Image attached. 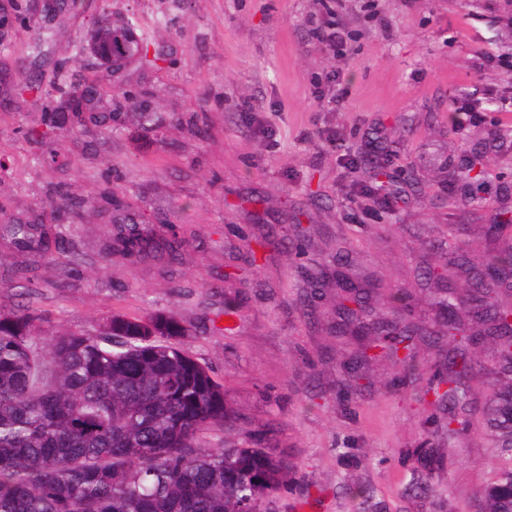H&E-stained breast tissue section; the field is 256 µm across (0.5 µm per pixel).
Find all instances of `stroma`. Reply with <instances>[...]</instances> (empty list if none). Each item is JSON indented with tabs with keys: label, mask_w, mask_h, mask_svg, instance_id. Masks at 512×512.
<instances>
[{
	"label": "stroma",
	"mask_w": 512,
	"mask_h": 512,
	"mask_svg": "<svg viewBox=\"0 0 512 512\" xmlns=\"http://www.w3.org/2000/svg\"><path fill=\"white\" fill-rule=\"evenodd\" d=\"M107 3L114 24L148 29L150 52L164 58L155 69L127 70L160 123L124 111L109 140L82 136L50 165L41 143L47 98L0 86V222L62 190L80 204L61 231L81 263L75 278L40 264L31 298L10 287L18 258L0 243V309L30 302L53 329L85 332L115 315H174L180 347L234 407L260 423L275 419L268 442L307 485V497L281 491L265 512H471L512 454L478 423L449 431L424 382L393 384L388 358L371 365L370 392L346 410L336 393L349 376L326 347L336 293L318 300L316 318L305 316L308 288L289 245L305 238L309 257L330 269L344 252L350 273L380 278L385 298L411 295L412 321L434 323L425 270L449 249L480 246V225L512 217V0ZM331 8L349 33L336 55L312 35ZM90 19L80 10L56 18L52 51L36 73L42 84L61 70L69 82L110 90V74L81 50ZM42 21L36 0H0L1 72L28 63ZM339 88L348 91L341 106H320L317 90ZM454 99L477 107L459 127L448 109ZM186 120L199 136L187 134ZM332 133L342 152L327 149ZM475 152L495 176L483 202L468 199L461 168ZM379 157L390 174L418 179L388 208L356 194L374 185ZM108 189L127 195L156 236H184L178 263L164 269L109 254ZM161 207L176 211V228L156 223ZM228 305L237 310L230 333ZM426 436L451 452L429 476L431 498L411 492L405 457ZM358 486L369 502L355 495Z\"/></svg>",
	"instance_id": "35a3bbf8"
}]
</instances>
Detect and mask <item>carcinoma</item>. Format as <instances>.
<instances>
[{
    "label": "carcinoma",
    "instance_id": "1",
    "mask_svg": "<svg viewBox=\"0 0 512 512\" xmlns=\"http://www.w3.org/2000/svg\"><path fill=\"white\" fill-rule=\"evenodd\" d=\"M102 29L123 38L126 60L154 67L149 37H128V29ZM54 27L45 26L30 44L37 64L54 41ZM66 80L50 85L53 105L43 114L51 133L44 162L56 163L64 142L89 132L106 134L125 108H138L144 123L156 114L139 102L121 82L112 93L84 99L80 86ZM483 167L469 177V194L478 198L492 184ZM112 223L117 225L112 250L136 262L181 256L185 241L176 233L159 240L126 199L108 197ZM77 203L57 190L39 210L0 224V242L24 257L21 271L40 262L75 271L66 258L60 224L76 215ZM350 261L336 258V269L304 267L314 299L336 288L330 334L352 347L344 367L353 381L368 379L371 349L395 354L396 380L414 381V355L423 343L439 359L426 370L427 391L444 392L438 401L448 407V422L470 407L469 391L461 384L482 369L475 349L494 352L503 379L490 386L482 409L484 425L499 448H512V304L501 297V285L512 277V243L493 250L474 249L450 259L461 287L434 292L438 321L420 327L404 317L403 305L383 314L385 301L372 280L350 277ZM45 318L29 305L0 311V512H242L251 503L261 512L263 500L285 489L292 468L264 444L267 428H241L242 414L227 399L224 385L174 342L182 330L173 317L156 314L146 321L114 316L95 333L60 331L40 347L37 339ZM220 432L224 440L206 443L203 436ZM414 471L430 472L442 455L424 439L410 453ZM473 512H512V466L485 485Z\"/></svg>",
    "mask_w": 512,
    "mask_h": 512
}]
</instances>
